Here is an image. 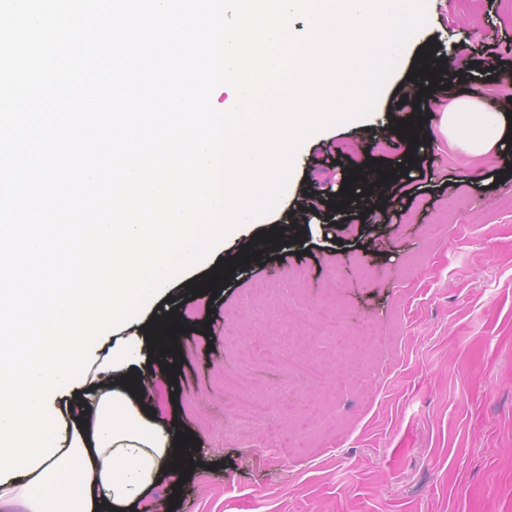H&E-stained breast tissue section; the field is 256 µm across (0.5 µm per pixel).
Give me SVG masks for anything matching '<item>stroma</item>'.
I'll list each match as a JSON object with an SVG mask.
<instances>
[{"label":"stroma","mask_w":512,"mask_h":512,"mask_svg":"<svg viewBox=\"0 0 512 512\" xmlns=\"http://www.w3.org/2000/svg\"><path fill=\"white\" fill-rule=\"evenodd\" d=\"M426 13L411 49L428 40L458 59L434 104L414 108L392 76L367 120L304 148L280 208L219 260L297 224L302 202L354 167L404 165L382 222L323 205L287 251L231 274L216 299L172 289L180 371L154 368L151 408L203 448L179 491H150L148 512H512V166L450 150L436 119L472 92L512 107V88L474 64L512 68V0H427ZM412 116L423 119L414 148L394 131ZM330 301L345 324L372 321L380 343L363 385L325 403L303 364ZM293 386L318 407L301 457L280 450ZM252 401L264 417L252 419Z\"/></svg>","instance_id":"stroma-1"}]
</instances>
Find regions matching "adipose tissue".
Instances as JSON below:
<instances>
[{"label": "adipose tissue", "mask_w": 512, "mask_h": 512, "mask_svg": "<svg viewBox=\"0 0 512 512\" xmlns=\"http://www.w3.org/2000/svg\"><path fill=\"white\" fill-rule=\"evenodd\" d=\"M449 147L512 158V120L478 96L452 99L438 117ZM151 356L137 332L116 337L85 382L55 396L65 424L54 456L0 483V512H136L173 461L174 428L146 411Z\"/></svg>", "instance_id": "adipose-tissue-1"}]
</instances>
